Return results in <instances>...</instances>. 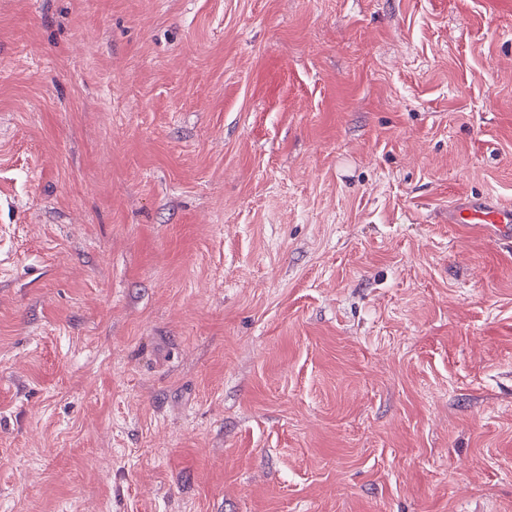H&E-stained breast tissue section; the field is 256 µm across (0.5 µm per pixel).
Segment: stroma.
<instances>
[{
    "label": "stroma",
    "mask_w": 512,
    "mask_h": 512,
    "mask_svg": "<svg viewBox=\"0 0 512 512\" xmlns=\"http://www.w3.org/2000/svg\"><path fill=\"white\" fill-rule=\"evenodd\" d=\"M512 0H0V512H512ZM448 221L452 224H477L480 227L493 225L502 233L512 224V209L459 203L448 212Z\"/></svg>",
    "instance_id": "35a3bbf8"
}]
</instances>
